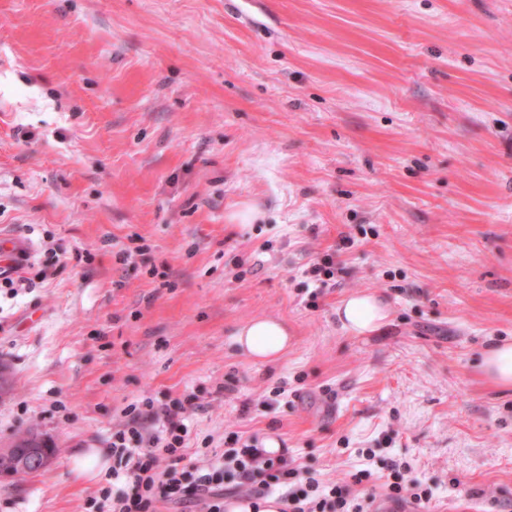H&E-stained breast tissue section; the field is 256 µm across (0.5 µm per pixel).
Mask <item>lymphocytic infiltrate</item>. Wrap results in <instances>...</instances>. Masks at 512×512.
I'll return each mask as SVG.
<instances>
[{
    "label": "lymphocytic infiltrate",
    "instance_id": "lymphocytic-infiltrate-1",
    "mask_svg": "<svg viewBox=\"0 0 512 512\" xmlns=\"http://www.w3.org/2000/svg\"><path fill=\"white\" fill-rule=\"evenodd\" d=\"M194 400L186 393L170 403L144 399L125 409L126 420L113 428L110 447L119 468L111 486L100 490L108 512H158L162 504L188 503L224 512V501L231 497L254 507L273 498L280 512H373V496L356 491L369 482V470L323 483L302 477L287 453H268L253 439H232L207 468L188 470L183 465L189 435L185 415Z\"/></svg>",
    "mask_w": 512,
    "mask_h": 512
}]
</instances>
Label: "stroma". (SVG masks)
Here are the masks:
<instances>
[{
    "label": "stroma",
    "mask_w": 512,
    "mask_h": 512,
    "mask_svg": "<svg viewBox=\"0 0 512 512\" xmlns=\"http://www.w3.org/2000/svg\"><path fill=\"white\" fill-rule=\"evenodd\" d=\"M0 243L67 255L0 290V442L55 448L0 512H97L74 456L187 391L197 465L234 432L379 499L408 463L405 512H512L481 369L512 342V0H0ZM363 292L390 313L355 336ZM261 316L291 333L266 365L232 343ZM62 254V253H61ZM53 249H47L43 254V260L41 259L39 262V268L34 274V278H24L20 280L19 284L14 282L13 279L9 277L1 278L0 288H9L10 290H16L20 285L22 286L25 282L28 284H35L34 279L40 280L39 282H43L47 277V272L54 266H56L60 262V255ZM389 315V307L375 295L361 293L342 302L339 311L343 327L356 335H365L380 328ZM408 471V467L403 464H393L390 473L385 477V486L388 490L386 498L397 503L410 500L416 505L426 504L431 500L432 490L423 482L413 481L406 483L404 472Z\"/></svg>",
    "instance_id": "1"
}]
</instances>
